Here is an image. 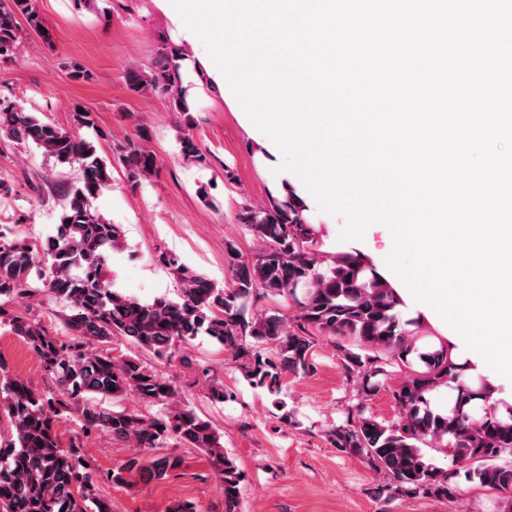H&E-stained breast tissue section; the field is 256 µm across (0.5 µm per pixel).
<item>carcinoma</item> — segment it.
Masks as SVG:
<instances>
[{
    "label": "carcinoma",
    "mask_w": 512,
    "mask_h": 512,
    "mask_svg": "<svg viewBox=\"0 0 512 512\" xmlns=\"http://www.w3.org/2000/svg\"><path fill=\"white\" fill-rule=\"evenodd\" d=\"M20 17L30 30L49 38L39 30L43 21L32 0H0L1 59L19 52ZM181 55L174 50L150 71L131 72L130 86L168 89L175 111H191L177 88ZM0 137L31 142L82 173L67 192L54 234L32 242L0 233V298L44 293L69 311L66 341L34 320L11 318L12 330L39 358L51 388L38 391L7 376L0 364V420L10 424V435L0 441V512H112L96 494L98 483L128 485L136 477L150 482L176 475L184 458L160 453L169 446L203 451L222 486L220 512H240L242 474L225 454L222 436L182 402L174 385L139 359L113 357L107 344L127 339L163 358L206 336L231 354L251 385L278 395L288 375L309 373L317 334L339 340L345 377L362 393L388 376L382 355L406 368L393 391L399 420L385 425L365 414L360 402L355 418L331 431L335 447L389 476L387 489L394 495H432L451 502L458 493L453 474L433 466L421 450L444 442L456 461L477 464L472 477L504 494L503 512H512V407L505 406L507 422L497 417L495 405L474 417L476 404L489 401L485 386L464 381L465 370L452 361L447 346L427 352L416 347L415 337L393 312L394 291L361 256L346 254L325 263L297 196L239 205L235 221L253 233L257 244L247 257L226 243L229 284L220 286L171 258L177 296L142 301L114 290L107 280L109 260L121 250L124 231L93 205L111 180L108 160L94 143L10 105H0ZM179 141L184 161L206 162L189 131ZM116 153L128 182L137 185L154 172V155L136 142L119 143ZM300 288L304 300L293 317L277 309L251 312L250 302L259 297L293 295ZM354 346L369 353H357ZM449 381L456 383L453 404L448 413H435L427 395ZM128 394L159 411L138 414L115 405ZM74 415L82 435L100 432L114 444L143 452L104 475L83 465L79 439L64 449L55 433L57 422Z\"/></svg>",
    "instance_id": "obj_1"
}]
</instances>
